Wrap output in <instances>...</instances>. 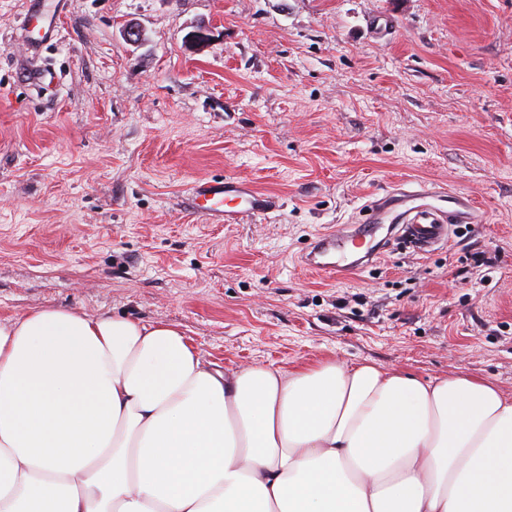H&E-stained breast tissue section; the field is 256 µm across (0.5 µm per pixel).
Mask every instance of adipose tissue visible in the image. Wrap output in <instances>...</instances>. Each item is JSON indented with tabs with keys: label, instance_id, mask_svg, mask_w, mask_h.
Here are the masks:
<instances>
[{
	"label": "adipose tissue",
	"instance_id": "obj_1",
	"mask_svg": "<svg viewBox=\"0 0 512 512\" xmlns=\"http://www.w3.org/2000/svg\"><path fill=\"white\" fill-rule=\"evenodd\" d=\"M0 512H512V396L43 307L0 321Z\"/></svg>",
	"mask_w": 512,
	"mask_h": 512
}]
</instances>
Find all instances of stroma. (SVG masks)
Returning a JSON list of instances; mask_svg holds the SVG:
<instances>
[{
	"instance_id": "1",
	"label": "stroma",
	"mask_w": 512,
	"mask_h": 512,
	"mask_svg": "<svg viewBox=\"0 0 512 512\" xmlns=\"http://www.w3.org/2000/svg\"><path fill=\"white\" fill-rule=\"evenodd\" d=\"M224 177L281 207L207 222L188 188ZM406 180L481 223L349 278L302 268ZM43 307L178 325L211 369L367 361L512 394V0H0V321Z\"/></svg>"
}]
</instances>
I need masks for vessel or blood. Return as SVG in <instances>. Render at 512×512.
<instances>
[{
    "label": "vessel or blood",
    "mask_w": 512,
    "mask_h": 512,
    "mask_svg": "<svg viewBox=\"0 0 512 512\" xmlns=\"http://www.w3.org/2000/svg\"><path fill=\"white\" fill-rule=\"evenodd\" d=\"M189 198L196 212L214 224H233L244 214L264 215L277 205L251 182L234 177L196 180ZM478 211L470 195L400 185L363 204L355 223L319 235L305 264L329 277L352 276L371 266L394 238H405L412 248L427 253L447 243L451 226L477 223Z\"/></svg>",
    "instance_id": "1"
}]
</instances>
